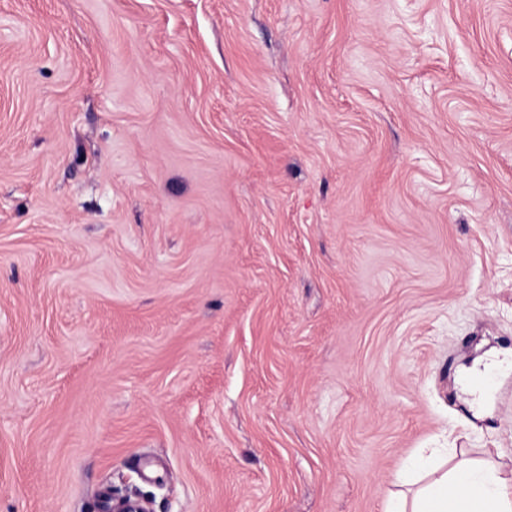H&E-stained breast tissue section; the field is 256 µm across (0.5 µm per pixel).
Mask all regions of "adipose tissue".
<instances>
[{
  "label": "adipose tissue",
  "instance_id": "adipose-tissue-1",
  "mask_svg": "<svg viewBox=\"0 0 512 512\" xmlns=\"http://www.w3.org/2000/svg\"><path fill=\"white\" fill-rule=\"evenodd\" d=\"M425 467L422 459L402 464L398 480L415 491L411 500H389L384 512H512V479L498 466L463 461L423 483Z\"/></svg>",
  "mask_w": 512,
  "mask_h": 512
}]
</instances>
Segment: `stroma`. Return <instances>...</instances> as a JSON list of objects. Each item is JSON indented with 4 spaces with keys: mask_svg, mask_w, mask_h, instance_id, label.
<instances>
[{
    "mask_svg": "<svg viewBox=\"0 0 512 512\" xmlns=\"http://www.w3.org/2000/svg\"><path fill=\"white\" fill-rule=\"evenodd\" d=\"M423 448L512 470V0H0V512Z\"/></svg>",
    "mask_w": 512,
    "mask_h": 512,
    "instance_id": "stroma-1",
    "label": "stroma"
}]
</instances>
